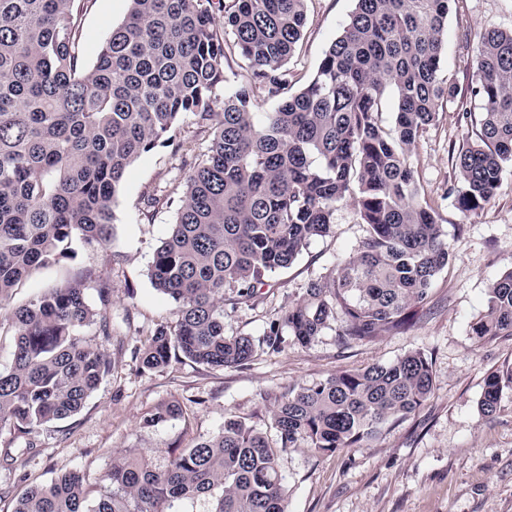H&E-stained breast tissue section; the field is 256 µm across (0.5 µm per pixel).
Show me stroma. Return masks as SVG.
<instances>
[{
  "label": "stroma",
  "mask_w": 512,
  "mask_h": 512,
  "mask_svg": "<svg viewBox=\"0 0 512 512\" xmlns=\"http://www.w3.org/2000/svg\"><path fill=\"white\" fill-rule=\"evenodd\" d=\"M129 7L130 0H94L84 18L86 65H93L106 35L126 18ZM353 8L354 0H307V24L288 64L285 95L296 94L313 78ZM489 29H512V0H457L453 5L442 73L460 93L422 133L415 160L421 188L440 214L454 259L438 274L427 303L416 308L405 332L343 349L335 330L328 329L309 346L290 345L276 355L260 351L236 369H213L185 358L161 371L142 368L135 348L158 325L172 326L177 320L174 302L153 287L148 266L185 190L176 171L179 156H202L213 137L211 126L183 114L174 144L157 145L127 168L112 203L109 246L74 242L72 258L35 268L0 303V366H6L14 349L7 324L13 309L80 272L112 283V335L102 343L112 370L78 414L40 427L30 440H17L20 448L34 442L38 452L12 465L0 463V512H12L32 482L75 469L87 476L90 497H98L115 457L146 451L153 465L165 466L170 449L216 434L230 416L277 442L270 411L289 386L390 362L414 350L433 356V395L366 447L319 456L301 448L282 452L287 512H512V394L493 416L478 409L487 371L512 363V336L481 345L469 334L471 322L485 308L488 286L512 267V168L500 193L479 214L463 216L446 195L456 176L451 150L468 135L459 116L478 108L468 82L477 44ZM153 195L160 202L149 213L144 201ZM365 231L353 205L340 206L331 233L312 240L289 268L272 275L263 303L225 306V334L262 336L310 280L327 275L357 249ZM171 400L184 406L188 422L141 429L145 414Z\"/></svg>",
  "instance_id": "35a3bbf8"
}]
</instances>
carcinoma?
<instances>
[{
  "label": "carcinoma",
  "instance_id": "cac0c4a2",
  "mask_svg": "<svg viewBox=\"0 0 512 512\" xmlns=\"http://www.w3.org/2000/svg\"><path fill=\"white\" fill-rule=\"evenodd\" d=\"M88 2L0 0V302L32 269L71 257L73 241L107 246L127 167L173 141L179 116L190 112L213 124V138L185 172L175 221L153 254L151 283L174 301L177 322L156 327L138 349L142 367L182 356L240 368L259 349L306 347L333 325L342 347L404 329L453 258L413 155L459 94L440 76L456 0H355L313 79L272 112L253 111L254 101L288 84L307 0H231L220 25L212 0H131L91 66L83 59ZM226 35L251 74L216 112ZM390 91L388 129L382 103ZM470 92L480 112L462 119L476 133L452 151L457 177L448 190L465 216L484 209L512 167V30L483 34ZM348 202L367 226L354 253L310 281L262 337L226 335L224 305H259L268 277L328 235ZM90 287L95 306L85 298ZM111 306L109 283L80 274L15 310L13 358L0 368V433L29 435L82 409L111 368L82 329L110 338ZM470 332L479 343L512 336V268L487 288ZM435 384L422 351L339 372L276 399L277 449L228 418L162 468L145 452L122 455L97 500L84 475L69 471L32 485L13 512H175L184 499L210 500V512H286L278 449L361 448L421 407ZM511 391L512 364L489 372L480 412L492 415ZM183 418L180 405L162 404L143 427Z\"/></svg>",
  "mask_w": 512,
  "mask_h": 512
}]
</instances>
